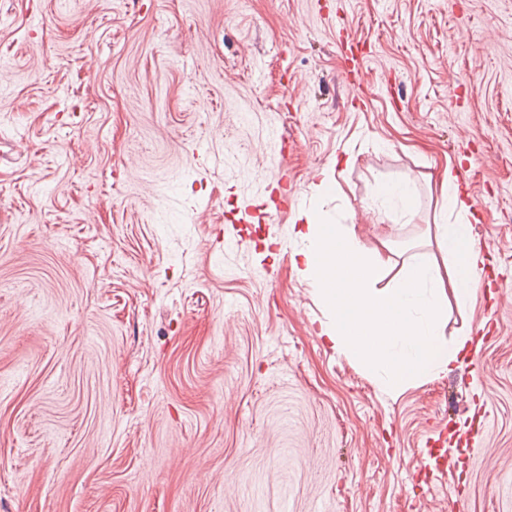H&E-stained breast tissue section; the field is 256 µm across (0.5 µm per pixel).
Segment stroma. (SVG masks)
I'll return each instance as SVG.
<instances>
[{
  "label": "stroma",
  "mask_w": 512,
  "mask_h": 512,
  "mask_svg": "<svg viewBox=\"0 0 512 512\" xmlns=\"http://www.w3.org/2000/svg\"><path fill=\"white\" fill-rule=\"evenodd\" d=\"M464 165L492 288L448 303L455 364L383 391L320 334L300 216L326 172L367 252L427 253ZM456 494L512 512V0H0V512ZM375 205L385 211L399 210L405 215H413L417 210V200L410 188L385 182L378 185Z\"/></svg>",
  "instance_id": "35a3bbf8"
}]
</instances>
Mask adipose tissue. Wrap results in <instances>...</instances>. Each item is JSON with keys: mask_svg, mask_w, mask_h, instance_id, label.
<instances>
[{"mask_svg": "<svg viewBox=\"0 0 512 512\" xmlns=\"http://www.w3.org/2000/svg\"><path fill=\"white\" fill-rule=\"evenodd\" d=\"M442 192L456 218L437 227L436 260L415 254L393 268L316 208L305 212L297 232L302 246L295 264L336 314L325 336L385 389L448 369L469 342L465 335L451 346L443 341L446 302L451 297L461 306L472 301L484 259L471 236V204L454 171H446ZM388 277L389 287L383 284Z\"/></svg>", "mask_w": 512, "mask_h": 512, "instance_id": "obj_1", "label": "adipose tissue"}]
</instances>
